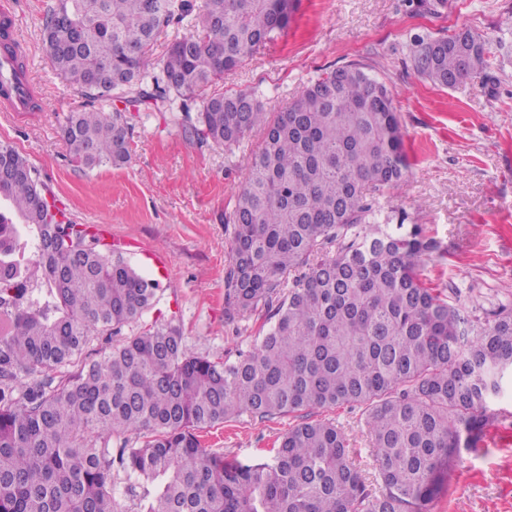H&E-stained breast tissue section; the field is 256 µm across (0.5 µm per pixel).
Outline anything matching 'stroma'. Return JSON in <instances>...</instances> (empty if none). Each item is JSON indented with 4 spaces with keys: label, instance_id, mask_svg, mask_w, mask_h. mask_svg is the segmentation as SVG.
Segmentation results:
<instances>
[{
    "label": "stroma",
    "instance_id": "35a3bbf8",
    "mask_svg": "<svg viewBox=\"0 0 512 512\" xmlns=\"http://www.w3.org/2000/svg\"><path fill=\"white\" fill-rule=\"evenodd\" d=\"M49 0H11L30 46L41 109L18 117L0 112V141L38 170L60 208L78 224L95 225L140 272L159 278V309L175 313L192 354L236 359L247 351L258 317L224 320V269L231 214L248 162L261 141L203 146L169 113L135 120L132 158L122 167L76 166L61 136L69 112L100 109L57 75L41 42ZM512 0H446L439 14L407 9L403 0H299L288 28L223 82L216 93L255 90L267 111L294 100L322 72L357 64L393 95L411 168L387 197L393 221L421 225L438 250L422 266L427 286L456 289L481 318L512 308ZM467 27L490 41L491 65L450 89L414 70L413 33L437 35ZM165 273H158V264ZM498 418L483 441L462 451L430 512H512V386L493 403ZM346 435L369 489H376L375 451L359 409L315 411ZM292 416H242L203 434L206 448L245 463L266 460L295 425Z\"/></svg>",
    "mask_w": 512,
    "mask_h": 512
}]
</instances>
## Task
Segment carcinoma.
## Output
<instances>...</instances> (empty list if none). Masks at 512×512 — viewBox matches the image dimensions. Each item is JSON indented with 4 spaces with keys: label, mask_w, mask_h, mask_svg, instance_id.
<instances>
[{
    "label": "carcinoma",
    "mask_w": 512,
    "mask_h": 512,
    "mask_svg": "<svg viewBox=\"0 0 512 512\" xmlns=\"http://www.w3.org/2000/svg\"><path fill=\"white\" fill-rule=\"evenodd\" d=\"M297 0H51L42 42L77 94L124 109L77 110L61 132L92 170L131 157L135 114L166 111L200 144L263 132L229 223L224 318H264L251 349L215 361L151 312L160 282L47 197L36 170L0 143V512H427L458 453L495 419L512 375V311L471 317L426 286L436 249L418 224H392L374 199L410 160L387 86L356 65L319 75L275 116L253 92L205 90L288 28ZM61 13L72 18L63 31ZM154 56L157 39L185 25ZM410 36L422 79L453 88L489 65L471 30ZM0 55L17 54L0 26ZM96 336L112 341L83 357ZM363 408L379 493L366 489L342 431L309 418ZM305 412L269 462L227 461L200 433L243 414Z\"/></svg>",
    "instance_id": "obj_1"
}]
</instances>
